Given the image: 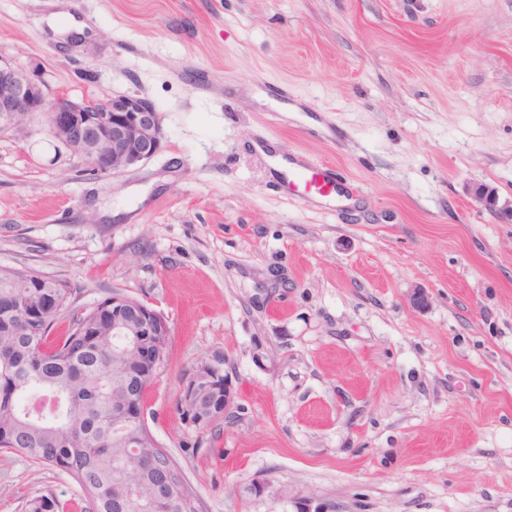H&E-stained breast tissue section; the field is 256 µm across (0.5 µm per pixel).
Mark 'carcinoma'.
I'll return each mask as SVG.
<instances>
[{"instance_id":"1","label":"carcinoma","mask_w":512,"mask_h":512,"mask_svg":"<svg viewBox=\"0 0 512 512\" xmlns=\"http://www.w3.org/2000/svg\"><path fill=\"white\" fill-rule=\"evenodd\" d=\"M71 290L33 271L0 267V448L49 463L80 487L86 512H202L199 499L167 451L148 440L127 447L118 414L135 397L144 410L147 390L166 362L136 369L121 353L138 336L112 330V296L83 313ZM69 320L68 331L51 336ZM213 390L205 401L206 429L224 415V359L212 357ZM136 484L141 497L129 496ZM48 495L30 499L26 512H58Z\"/></svg>"}]
</instances>
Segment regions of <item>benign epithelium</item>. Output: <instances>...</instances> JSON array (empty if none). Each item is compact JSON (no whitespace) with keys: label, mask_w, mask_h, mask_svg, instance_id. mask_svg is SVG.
<instances>
[{"label":"benign epithelium","mask_w":512,"mask_h":512,"mask_svg":"<svg viewBox=\"0 0 512 512\" xmlns=\"http://www.w3.org/2000/svg\"><path fill=\"white\" fill-rule=\"evenodd\" d=\"M37 112L46 117L51 137L97 175H114L143 165L162 147L163 129L152 101L135 94L106 101L50 96L35 72L0 59V128L16 126ZM475 197L485 209L497 210L495 189L479 187ZM112 311L120 336L169 335L165 316L146 304L139 309L114 301ZM210 390L208 375L197 373L184 381L180 408L188 423L193 420L186 412L187 405L202 404Z\"/></svg>","instance_id":"benign-epithelium-1"}]
</instances>
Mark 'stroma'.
<instances>
[{
	"label": "stroma",
	"instance_id": "35a3bbf8",
	"mask_svg": "<svg viewBox=\"0 0 512 512\" xmlns=\"http://www.w3.org/2000/svg\"><path fill=\"white\" fill-rule=\"evenodd\" d=\"M0 57L156 106L161 151L109 176L42 114L0 131V266L164 313L145 419L202 512H512V0H0ZM263 145L340 200L287 195ZM213 355L202 432L177 403ZM47 493L81 512L0 450V512ZM293 164L288 192L299 194L307 203H329L336 195V175L330 164H315L304 158L290 159ZM211 359L216 363L212 369V382L211 377L208 375L205 376L203 373L195 374L190 381L186 378L183 383L180 397V408L183 413L186 412L188 403L193 402L196 406H199L202 404L203 399L208 396V399L205 401L206 409L204 414L206 416V420L202 423L201 421L194 423L192 420V413L186 414V420L190 425L195 426L201 423L196 427L198 429H206L214 424L224 421L228 414L231 402L230 387L228 386L224 376V359L220 356H213ZM211 385L213 390L209 394ZM223 415L224 417L221 419Z\"/></svg>",
	"mask_w": 512,
	"mask_h": 512
}]
</instances>
